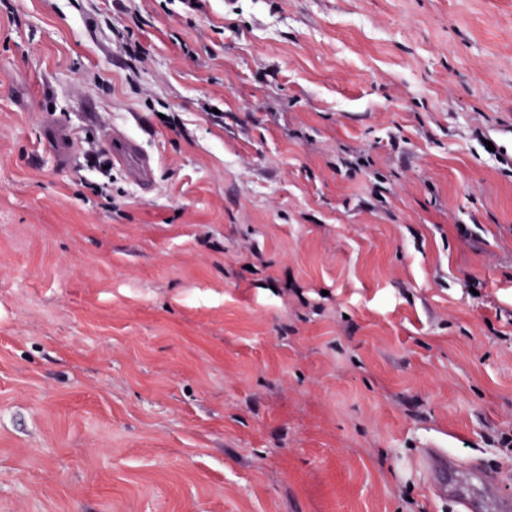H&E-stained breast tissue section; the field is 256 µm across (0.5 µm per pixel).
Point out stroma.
<instances>
[{
    "mask_svg": "<svg viewBox=\"0 0 512 512\" xmlns=\"http://www.w3.org/2000/svg\"><path fill=\"white\" fill-rule=\"evenodd\" d=\"M200 3L0 5V512L512 495V0ZM45 139L51 145L53 153L57 154L61 161L70 162L75 154V146L70 133L60 127H47ZM107 143L113 163L124 171L129 181L141 188L154 184L155 160L139 140L124 129L113 127ZM423 467L427 471L430 484L439 493L446 494V476L448 469L455 472V488L477 487L476 493L457 494L461 512H510L512 499L497 491L492 478L485 472L458 465L456 459L446 450L428 448L422 454ZM490 490V494H487ZM491 490H496V493Z\"/></svg>",
    "mask_w": 512,
    "mask_h": 512,
    "instance_id": "obj_1",
    "label": "stroma"
}]
</instances>
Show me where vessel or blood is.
Returning a JSON list of instances; mask_svg holds the SVG:
<instances>
[{
    "label": "vessel or blood",
    "instance_id": "1",
    "mask_svg": "<svg viewBox=\"0 0 512 512\" xmlns=\"http://www.w3.org/2000/svg\"><path fill=\"white\" fill-rule=\"evenodd\" d=\"M45 139L60 160L68 161L74 156V142L66 129L47 127ZM108 147L113 163L124 171L129 181L143 188L153 185L155 160L139 140L116 127L108 137ZM422 460L429 482L437 492H445L446 476L454 474L461 489L457 496L460 512H512V498L494 492L492 479L485 472L459 466L451 454L440 448L426 449Z\"/></svg>",
    "mask_w": 512,
    "mask_h": 512
}]
</instances>
